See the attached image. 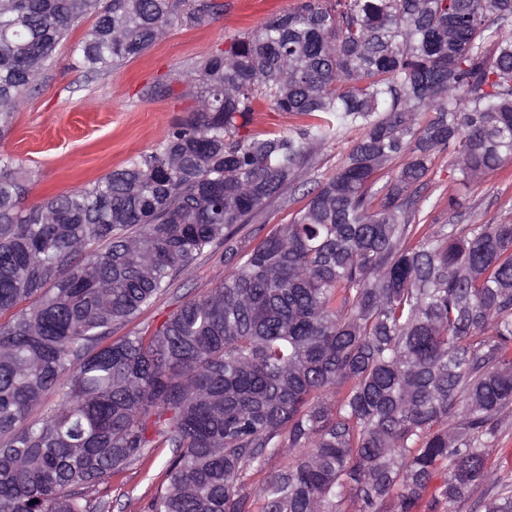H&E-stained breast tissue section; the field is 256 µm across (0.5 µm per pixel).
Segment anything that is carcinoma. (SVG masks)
I'll use <instances>...</instances> for the list:
<instances>
[{"mask_svg": "<svg viewBox=\"0 0 512 512\" xmlns=\"http://www.w3.org/2000/svg\"><path fill=\"white\" fill-rule=\"evenodd\" d=\"M213 0H0V139L72 26L100 75ZM512 0H302L175 80L193 116L92 186L30 207L0 159V512H104L167 448L148 512H512V224H430L450 151L480 183L512 158ZM291 112L252 133L256 103ZM359 128L286 224L236 237ZM395 173L374 188L381 169ZM228 271L151 334L136 320L199 257ZM56 396L46 405L48 396Z\"/></svg>", "mask_w": 512, "mask_h": 512, "instance_id": "cac0c4a2", "label": "carcinoma"}]
</instances>
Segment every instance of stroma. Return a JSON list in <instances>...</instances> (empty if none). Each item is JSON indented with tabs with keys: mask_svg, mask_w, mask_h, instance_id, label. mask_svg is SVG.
<instances>
[{
	"mask_svg": "<svg viewBox=\"0 0 512 512\" xmlns=\"http://www.w3.org/2000/svg\"><path fill=\"white\" fill-rule=\"evenodd\" d=\"M218 10L200 22L178 21L166 37L141 56L101 75L74 68L70 44L86 32L75 26L60 46L40 91L15 113L12 128L0 139V156L12 157L33 174L26 204L60 192L88 187L126 160L150 152L175 124L191 115L194 101L173 75L192 68L231 38L256 32L273 15L299 0H216ZM357 130L318 148L306 169L308 185L331 174L359 138ZM448 153L437 154L421 195L431 222L512 223V160L477 185L459 184ZM303 188H288L249 224L240 225L242 243H257L278 224L287 223L304 203ZM459 205L449 208V197ZM223 248L200 257L173 288L156 299L132 327L151 332L187 299L206 295L224 279ZM166 453L155 455L149 469L131 467L113 479L105 512H146L164 476Z\"/></svg>",
	"mask_w": 512,
	"mask_h": 512,
	"instance_id": "obj_1",
	"label": "stroma"
}]
</instances>
